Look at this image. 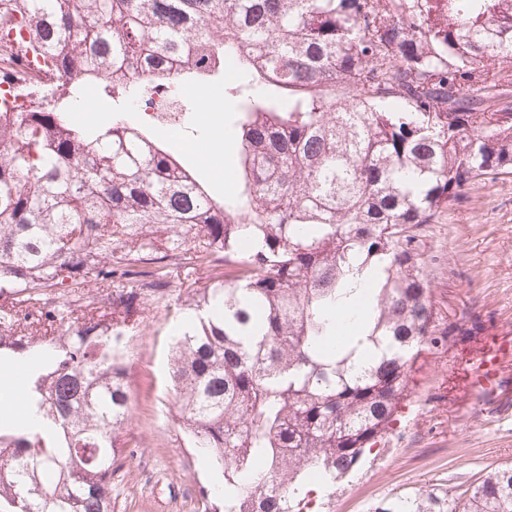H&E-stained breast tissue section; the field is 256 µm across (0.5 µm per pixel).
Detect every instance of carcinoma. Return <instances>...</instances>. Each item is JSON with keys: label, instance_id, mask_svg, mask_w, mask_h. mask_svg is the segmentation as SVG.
Masks as SVG:
<instances>
[{"label": "carcinoma", "instance_id": "1", "mask_svg": "<svg viewBox=\"0 0 512 512\" xmlns=\"http://www.w3.org/2000/svg\"><path fill=\"white\" fill-rule=\"evenodd\" d=\"M51 83L0 106V360L46 425L0 418V505L113 512L129 333L185 261L165 405L224 478L197 512H304L384 437L443 322L423 229L512 174V0H0ZM241 206L124 114L224 84ZM112 124L76 125L86 83ZM373 512H512V464Z\"/></svg>", "mask_w": 512, "mask_h": 512}]
</instances>
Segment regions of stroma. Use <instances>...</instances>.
Instances as JSON below:
<instances>
[{
  "label": "stroma",
  "instance_id": "35a3bbf8",
  "mask_svg": "<svg viewBox=\"0 0 512 512\" xmlns=\"http://www.w3.org/2000/svg\"><path fill=\"white\" fill-rule=\"evenodd\" d=\"M223 128V109L200 104L190 127L157 133L219 196L233 189L235 149L225 144L216 166L197 145ZM425 235L434 301L448 322H478L485 334L512 342V175L469 186ZM177 325L171 308L159 303L131 334L124 381L132 420L123 436L134 457L125 478L112 483L114 512H195L199 485L214 481L164 406ZM467 342L461 336L452 347L422 353L397 421L321 512H371L386 497L465 484L489 466L512 463V361L503 366L499 397L475 400L464 387L448 386V363Z\"/></svg>",
  "mask_w": 512,
  "mask_h": 512
}]
</instances>
